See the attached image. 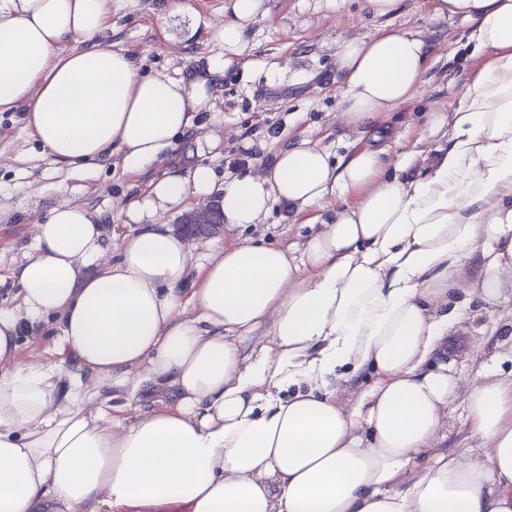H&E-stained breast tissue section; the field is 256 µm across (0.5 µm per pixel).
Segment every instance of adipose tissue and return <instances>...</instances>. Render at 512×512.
<instances>
[{"instance_id": "obj_1", "label": "adipose tissue", "mask_w": 512, "mask_h": 512, "mask_svg": "<svg viewBox=\"0 0 512 512\" xmlns=\"http://www.w3.org/2000/svg\"><path fill=\"white\" fill-rule=\"evenodd\" d=\"M108 2L0 0V112L24 107L60 165L116 152L140 174L212 111L263 0H232L223 58L184 77L100 46ZM436 12L468 22L488 55L454 110L429 115L448 136L436 154L334 160L303 140L257 174L220 181L198 165L128 203L138 230L113 258L88 210L49 209L20 303L0 308V512H512V378L470 386L477 456L445 448L458 382L429 366L460 322L458 294L512 306V0H437ZM74 38L87 48L68 49ZM427 57L402 30L338 41L345 124L413 97ZM191 198L217 199L232 228L277 206L331 210L300 256L237 243L193 280L186 241L160 221ZM49 316L75 374L17 360L20 336ZM363 370L375 381L342 400ZM106 384L160 398L113 415Z\"/></svg>"}]
</instances>
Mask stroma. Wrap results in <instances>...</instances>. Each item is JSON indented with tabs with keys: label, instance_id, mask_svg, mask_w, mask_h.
Segmentation results:
<instances>
[{
	"label": "stroma",
	"instance_id": "obj_1",
	"mask_svg": "<svg viewBox=\"0 0 512 512\" xmlns=\"http://www.w3.org/2000/svg\"><path fill=\"white\" fill-rule=\"evenodd\" d=\"M188 12L161 17L163 0H110V28L104 47L132 55L143 69L179 77L202 73L211 59L224 55L218 31L229 0H184ZM266 18L248 28L244 59L250 69L232 63L224 72L213 112H201L196 124L153 168L140 175L125 172L117 157L95 168H58L25 125L23 111L0 112V305L18 303L14 276L34 250L35 226L54 204L67 201L99 216L110 247L135 232L125 208L145 194L151 181L193 164L213 166L219 175L254 172L269 161V138L308 139L334 156L356 148L389 145L391 155L431 149L425 118L451 112L471 74L486 53L467 41L470 26L441 17L435 0H401L391 16L376 17L365 0H264ZM420 34L429 46L427 84L419 94L368 126L354 130L340 120L341 90L336 81L338 39H367L386 29ZM319 208L294 214L274 209L264 223L191 240L194 262L232 242L262 239L298 245L313 230ZM463 316L454 336L455 353L439 354L466 395L481 361L494 359L501 374L512 373V312L484 307L474 297L461 298Z\"/></svg>",
	"mask_w": 512,
	"mask_h": 512
}]
</instances>
